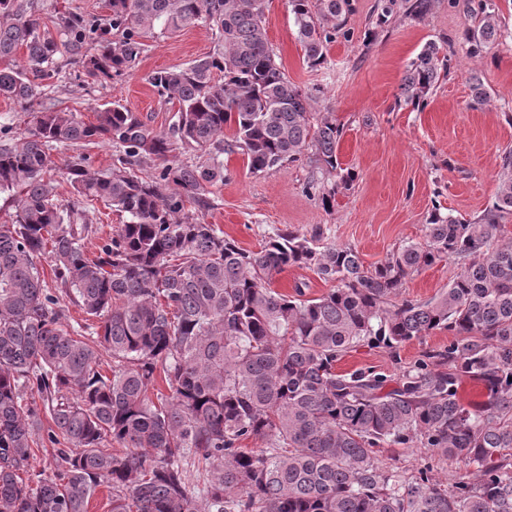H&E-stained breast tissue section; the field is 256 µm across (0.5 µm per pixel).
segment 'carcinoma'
<instances>
[{"instance_id": "1", "label": "carcinoma", "mask_w": 512, "mask_h": 512, "mask_svg": "<svg viewBox=\"0 0 512 512\" xmlns=\"http://www.w3.org/2000/svg\"><path fill=\"white\" fill-rule=\"evenodd\" d=\"M29 2L0 0V97L25 107L70 65L121 78L145 39L189 25H208L218 48L151 75L177 104L166 131L116 103L89 123L43 108L23 134L0 129V192L18 193L13 222L0 224V512H87L101 485L110 512H512V239L500 224L512 215V154L482 218L436 209L422 241L372 269L352 246L316 245L318 231L246 250L185 212L209 208L224 155L241 153L255 175L308 157L321 174L308 190L326 208L353 180L337 172L336 119L314 117L276 62L265 0H109L103 18L58 11L49 25ZM290 2L304 59L318 67L348 0ZM478 8L464 31L474 57L501 34L493 0ZM448 69L428 43L402 79L405 101L424 106ZM469 83L470 107L490 101L476 74ZM100 141L120 153L110 171L90 170L83 153L53 158ZM181 149L197 160H180ZM53 169L73 188L66 205ZM98 201L125 221L91 257ZM445 258L461 272L438 296L400 297ZM291 267L335 287L318 298L272 288ZM69 302L97 325L74 326ZM443 329L448 347L395 377L336 370L364 345L395 352ZM158 371L170 394L154 400ZM464 378L483 384L482 404L461 402ZM250 439L262 447H243ZM411 447L463 462L475 481L448 490L428 467L405 477L378 465L377 449ZM39 451L53 459L48 472L32 466Z\"/></svg>"}]
</instances>
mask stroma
I'll use <instances>...</instances> for the list:
<instances>
[{"instance_id": "1", "label": "stroma", "mask_w": 512, "mask_h": 512, "mask_svg": "<svg viewBox=\"0 0 512 512\" xmlns=\"http://www.w3.org/2000/svg\"><path fill=\"white\" fill-rule=\"evenodd\" d=\"M495 2L504 35L474 57L463 33L474 21L475 0H432L430 11L416 16L407 12L406 0L391 7L385 0H349L344 34L329 45L326 63L312 68L303 59L289 0H267L268 40L289 79L310 93L311 111L333 113L342 127L336 155L354 178L326 209L306 190L314 169L305 162L254 175L242 154H231L224 158V181L215 187L202 219L252 251L281 230L317 231L321 243L354 247L371 269L396 248L422 240L433 208L464 220L480 217L494 199L503 154L512 150V0ZM430 42L447 52L451 66L426 106L417 108L404 102L400 84ZM216 47L208 26L194 24L149 40L123 79L100 84L66 74L52 80L33 107L71 110L91 122L101 106L118 103L161 132L172 123L176 106L159 96L149 75L204 58ZM473 73L491 94L490 104L478 110L469 106ZM459 271L454 262L439 261L408 278L401 294L430 300ZM449 338L448 331L437 330L394 354L361 347L337 368L372 367L394 375L424 352L446 347ZM376 457L406 475L430 467L447 486L467 473L464 463L425 448H382Z\"/></svg>"}]
</instances>
